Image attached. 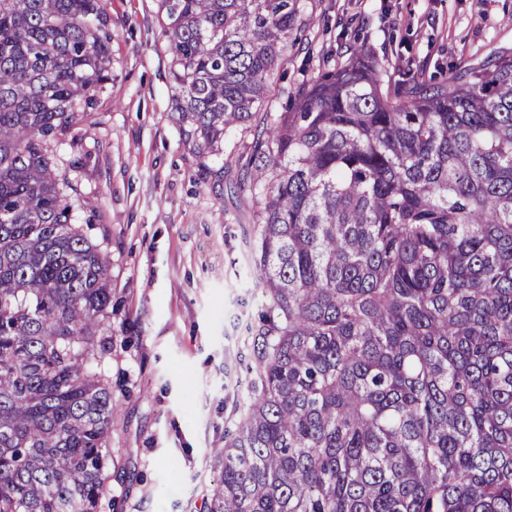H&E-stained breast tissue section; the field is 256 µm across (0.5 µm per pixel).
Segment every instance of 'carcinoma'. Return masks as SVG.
Instances as JSON below:
<instances>
[{"label": "carcinoma", "mask_w": 512, "mask_h": 512, "mask_svg": "<svg viewBox=\"0 0 512 512\" xmlns=\"http://www.w3.org/2000/svg\"><path fill=\"white\" fill-rule=\"evenodd\" d=\"M183 141L251 136L262 322L207 512H512V56L385 90L361 47L258 112L299 0H160ZM106 0H0V512H100L108 259L50 142L110 79Z\"/></svg>", "instance_id": "obj_1"}]
</instances>
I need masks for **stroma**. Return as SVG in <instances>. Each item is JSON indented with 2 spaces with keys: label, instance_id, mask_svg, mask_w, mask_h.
<instances>
[{
  "label": "stroma",
  "instance_id": "1",
  "mask_svg": "<svg viewBox=\"0 0 512 512\" xmlns=\"http://www.w3.org/2000/svg\"><path fill=\"white\" fill-rule=\"evenodd\" d=\"M294 45L268 80L263 111L317 73L325 52L357 43L392 80L447 76L512 54V0H300ZM112 76L91 125L52 147L74 187L72 219L111 268L112 314L97 360L112 392L102 512H206L222 477L215 456L241 422L262 290L254 207L238 178L250 139L224 138L201 176L172 110L159 0H108Z\"/></svg>",
  "mask_w": 512,
  "mask_h": 512
}]
</instances>
